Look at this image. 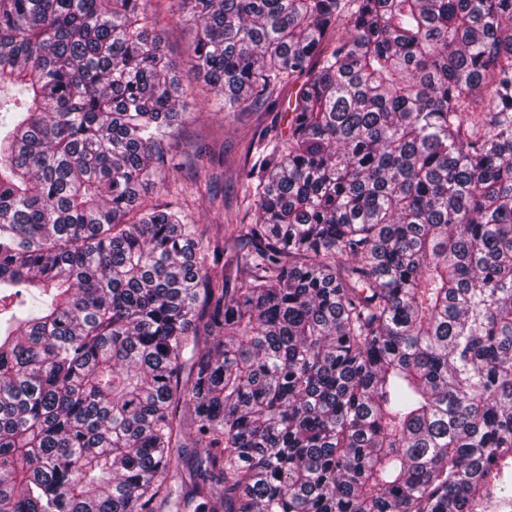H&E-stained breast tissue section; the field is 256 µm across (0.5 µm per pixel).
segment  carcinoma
<instances>
[{
    "mask_svg": "<svg viewBox=\"0 0 512 512\" xmlns=\"http://www.w3.org/2000/svg\"><path fill=\"white\" fill-rule=\"evenodd\" d=\"M173 2L222 238L159 13L0 0V512H512V0ZM157 29L166 56L176 64L182 85L192 89L189 107L184 111L169 149L176 167L170 169V182L175 188L171 189L169 199L185 211L192 224H225V218L208 205L205 187L210 185L218 191V197L224 195V217L229 222L250 224L252 214H245L239 197L243 172L257 159V141L249 154L248 148L261 129L275 120L287 129L286 119L281 120V115L288 108V89L282 93L278 114L256 110L235 112L225 118L227 112H213L207 105L214 93L192 68L188 47L195 36V27L179 20L178 16L162 12ZM200 148L224 153V168L217 165L212 168L205 157L203 162L198 160ZM197 187H201L200 193Z\"/></svg>",
    "mask_w": 512,
    "mask_h": 512,
    "instance_id": "obj_1",
    "label": "carcinoma"
}]
</instances>
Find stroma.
<instances>
[{
  "mask_svg": "<svg viewBox=\"0 0 512 512\" xmlns=\"http://www.w3.org/2000/svg\"><path fill=\"white\" fill-rule=\"evenodd\" d=\"M158 30L182 85L192 91L169 149L175 164L170 172L172 199L193 224L250 223L252 217L239 200L242 175L256 160L248 148L261 129L273 124L278 115L263 110L228 116L212 111L208 105L212 93L194 70L188 51L195 36L194 27L165 13ZM208 186L223 196V214H216L209 207L204 192Z\"/></svg>",
  "mask_w": 512,
  "mask_h": 512,
  "instance_id": "35a3bbf8",
  "label": "stroma"
}]
</instances>
